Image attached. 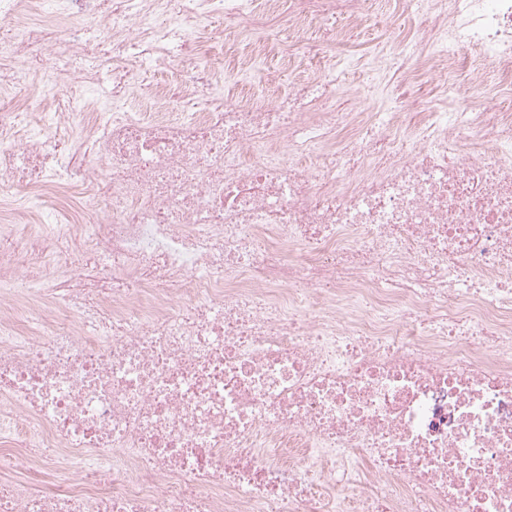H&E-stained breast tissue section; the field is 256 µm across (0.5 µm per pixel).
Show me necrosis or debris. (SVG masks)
<instances>
[{
	"label": "necrosis or debris",
	"mask_w": 512,
	"mask_h": 512,
	"mask_svg": "<svg viewBox=\"0 0 512 512\" xmlns=\"http://www.w3.org/2000/svg\"><path fill=\"white\" fill-rule=\"evenodd\" d=\"M368 9L0 0V512H512V0H394L363 112ZM215 19L315 71L225 99ZM370 20L357 30L347 45L340 46L339 52L349 57L342 81L343 94L360 92L359 106L365 111H375L381 104L380 85L388 80L385 72L377 70L372 58L378 54L392 56L398 51V41L381 45L379 33L383 26L385 12H390L391 0H369Z\"/></svg>",
	"instance_id": "1"
}]
</instances>
